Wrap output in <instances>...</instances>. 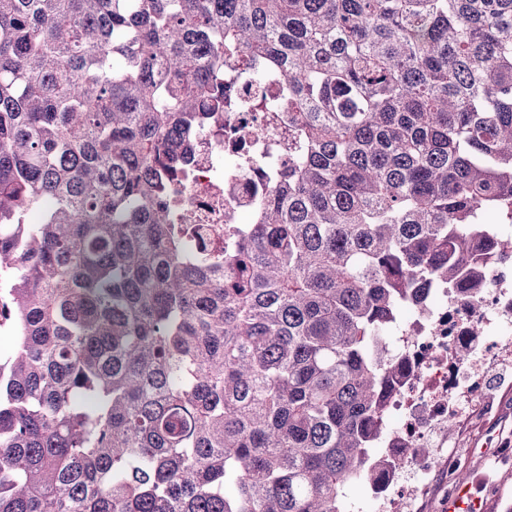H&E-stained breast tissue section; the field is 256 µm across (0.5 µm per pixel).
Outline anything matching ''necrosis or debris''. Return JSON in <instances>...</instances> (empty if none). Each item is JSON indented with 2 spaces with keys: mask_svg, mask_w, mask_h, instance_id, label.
I'll return each instance as SVG.
<instances>
[{
  "mask_svg": "<svg viewBox=\"0 0 512 512\" xmlns=\"http://www.w3.org/2000/svg\"><path fill=\"white\" fill-rule=\"evenodd\" d=\"M231 92L240 107L225 120L223 135L199 134L181 186L188 223L216 247L224 244L226 217L251 214L258 173L273 174L288 161V127L275 113L249 106L251 77H239ZM381 343L404 369L386 397L377 445L393 467L377 475L370 509L420 512L431 475L460 463L456 433L485 409L493 373L512 366V264L489 261L471 290L432 285ZM464 348L469 356L462 360Z\"/></svg>",
  "mask_w": 512,
  "mask_h": 512,
  "instance_id": "obj_1",
  "label": "necrosis or debris"
}]
</instances>
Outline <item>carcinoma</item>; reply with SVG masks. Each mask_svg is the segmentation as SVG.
Wrapping results in <instances>:
<instances>
[{
    "label": "carcinoma",
    "mask_w": 512,
    "mask_h": 512,
    "mask_svg": "<svg viewBox=\"0 0 512 512\" xmlns=\"http://www.w3.org/2000/svg\"><path fill=\"white\" fill-rule=\"evenodd\" d=\"M288 165L180 223L224 71ZM512 223V0H0V512H347L373 344Z\"/></svg>",
    "instance_id": "cac0c4a2"
}]
</instances>
